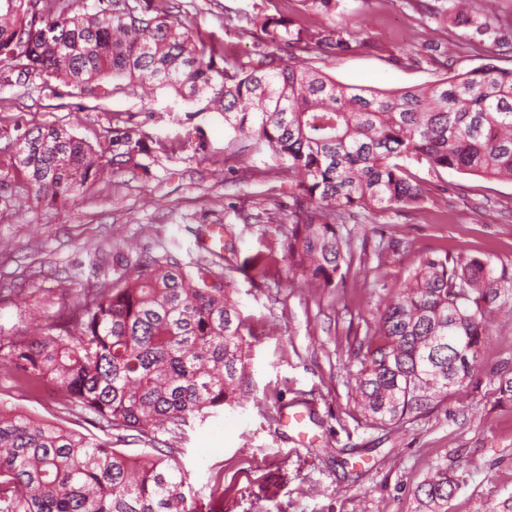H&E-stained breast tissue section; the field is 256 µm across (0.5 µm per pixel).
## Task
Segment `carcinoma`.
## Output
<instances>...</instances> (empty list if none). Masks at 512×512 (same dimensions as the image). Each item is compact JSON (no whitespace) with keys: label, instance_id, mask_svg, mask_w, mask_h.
Returning <instances> with one entry per match:
<instances>
[{"label":"carcinoma","instance_id":"carcinoma-1","mask_svg":"<svg viewBox=\"0 0 512 512\" xmlns=\"http://www.w3.org/2000/svg\"><path fill=\"white\" fill-rule=\"evenodd\" d=\"M0 0V73L20 61L66 85L118 79L169 88L208 104L241 135L287 162L299 189L285 253L288 271L334 288L352 255L338 220L355 209L417 204L423 188L406 162L512 179V71L482 64L423 87L384 91L343 85L322 71L284 62L271 48H349L343 28L313 29L266 15L247 62L231 61L172 19L169 0H150V18L128 0L70 16V0ZM450 17L472 38L501 39L495 19L471 0ZM15 171L39 199L76 196L112 164L147 152L129 133L96 150L60 127L16 137ZM512 303V277L496 257L425 255L380 313L356 373L354 401L371 426L429 412L457 392L480 362L485 312ZM0 365L15 378L56 386L63 409L94 414L103 427L134 432L153 451L128 455L96 434L0 406V512H198L177 448L155 447L211 410L239 404L249 370L243 321L211 267L154 259L107 288L76 294L59 320L32 336L0 335ZM454 483L437 470L414 491L412 512H448Z\"/></svg>","mask_w":512,"mask_h":512}]
</instances>
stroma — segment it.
Masks as SVG:
<instances>
[{"label":"stroma","mask_w":512,"mask_h":512,"mask_svg":"<svg viewBox=\"0 0 512 512\" xmlns=\"http://www.w3.org/2000/svg\"><path fill=\"white\" fill-rule=\"evenodd\" d=\"M339 14L304 0H172L175 19L230 59L252 57L260 20L341 25L350 47L305 58L341 84L424 86L490 63L512 70V41L470 40L444 13L450 0H341ZM66 128L90 146L117 131L147 144L137 166L90 179L66 201H38L12 163L19 130ZM420 203L347 220L353 265L334 288L288 272V215L298 193L284 162L242 139L223 113L169 89L113 82L90 87L12 71L0 79V328L27 332L24 307L53 319L67 299L166 255L213 261L238 304L249 344L247 391L236 408L163 434L182 451L205 512H411L413 492L437 468L455 484L448 512H512V401L496 392L512 371V308H490L480 364L468 385L417 419L374 428L353 400L360 345L418 258L495 254L512 271V181L410 163ZM112 262L92 269L95 250ZM271 262L250 279L256 255ZM8 406L83 433L88 415L64 416L56 390L27 393L0 369ZM301 414L300 425L287 421Z\"/></svg>","instance_id":"35a3bbf8"}]
</instances>
